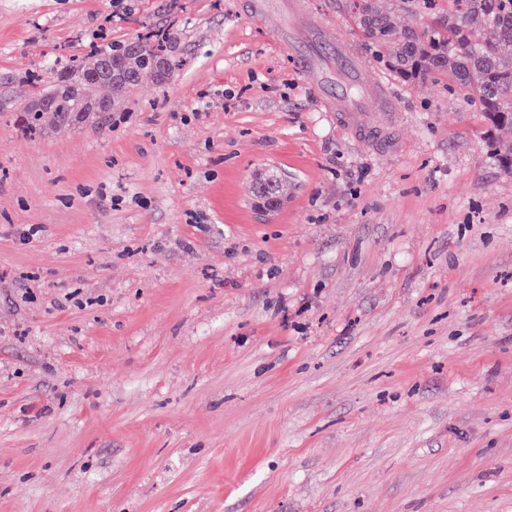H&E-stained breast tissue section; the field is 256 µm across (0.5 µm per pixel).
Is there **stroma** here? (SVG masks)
Wrapping results in <instances>:
<instances>
[{
  "label": "stroma",
  "mask_w": 512,
  "mask_h": 512,
  "mask_svg": "<svg viewBox=\"0 0 512 512\" xmlns=\"http://www.w3.org/2000/svg\"><path fill=\"white\" fill-rule=\"evenodd\" d=\"M251 2L0 0V512H512V173L353 0L308 16L387 76L374 142ZM146 29L170 82L17 131L28 72ZM250 189L259 208L272 203L274 204L272 212H274L281 206L282 178L274 170H255L251 176Z\"/></svg>",
  "instance_id": "stroma-1"
}]
</instances>
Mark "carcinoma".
I'll return each mask as SVG.
<instances>
[{"label":"carcinoma","mask_w":512,"mask_h":512,"mask_svg":"<svg viewBox=\"0 0 512 512\" xmlns=\"http://www.w3.org/2000/svg\"><path fill=\"white\" fill-rule=\"evenodd\" d=\"M414 26L400 24L395 12L377 9L372 0H356V22L374 57L400 80L412 85L441 82L454 94L466 93L494 132L512 126V55L487 39L493 33L512 43V0H448V16L416 13ZM151 74L158 83L173 77L170 59L157 33H139L118 44H102L85 64L55 73L17 108L18 127L26 135L40 130L44 115L60 124L77 125L97 116L93 105L108 102L112 111ZM501 166L512 172V143L489 136ZM251 194L257 206L282 204V178L270 169L254 171Z\"/></svg>","instance_id":"obj_1"}]
</instances>
